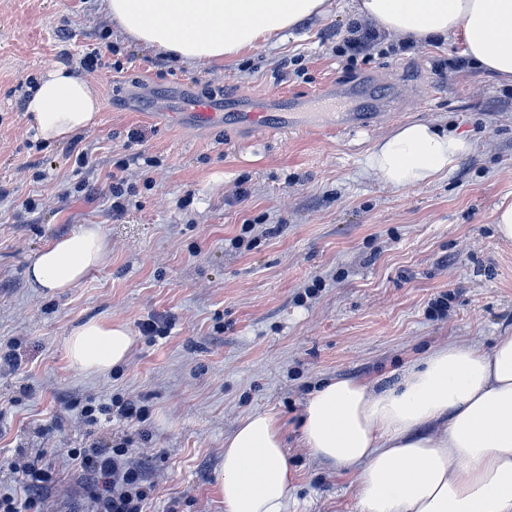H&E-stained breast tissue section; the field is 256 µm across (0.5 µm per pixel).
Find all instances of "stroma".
<instances>
[{
	"label": "stroma",
	"instance_id": "obj_1",
	"mask_svg": "<svg viewBox=\"0 0 512 512\" xmlns=\"http://www.w3.org/2000/svg\"><path fill=\"white\" fill-rule=\"evenodd\" d=\"M352 20V0H336L236 61L187 66L125 37L102 0H0V354L13 358L0 366V494L20 495L10 464L41 449L58 480L38 512H83L67 452L102 441L125 445L145 471L143 512H224V440L260 410L284 426L289 512H359L357 469L336 470L302 442L309 395L344 378L389 389L436 348L488 350L512 333V241L494 225L512 199V85L473 63L436 76L463 55L455 38L347 63L336 46ZM53 63L99 94L97 126L73 143L47 145L27 128L23 101ZM331 80L371 84L388 118L273 135L145 116L170 97L242 104L298 93L310 95L308 111L346 109L320 99ZM414 122L470 149L432 183L395 188L367 159ZM116 175L131 189L120 215ZM89 224L107 242L104 264L57 294L33 287L30 259ZM240 234L243 246L231 248ZM151 318L169 320L166 336L143 335ZM91 319L136 339L105 374L79 372L66 355L67 336ZM126 399L143 407L139 421L91 428L81 418L85 405Z\"/></svg>",
	"mask_w": 512,
	"mask_h": 512
}]
</instances>
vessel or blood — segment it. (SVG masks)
<instances>
[{"label":"vessel or blood","instance_id":"obj_1","mask_svg":"<svg viewBox=\"0 0 512 512\" xmlns=\"http://www.w3.org/2000/svg\"><path fill=\"white\" fill-rule=\"evenodd\" d=\"M297 105L295 97L279 96L268 101L251 103L249 108L237 109L207 99H196L182 103L160 106V113L167 118L193 126L217 125L232 122L250 130H268L271 132L303 130L304 125L294 115ZM330 129L341 126L362 127L367 116L364 112H327L322 116Z\"/></svg>","mask_w":512,"mask_h":512}]
</instances>
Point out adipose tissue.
<instances>
[{"label": "adipose tissue", "instance_id": "1", "mask_svg": "<svg viewBox=\"0 0 512 512\" xmlns=\"http://www.w3.org/2000/svg\"><path fill=\"white\" fill-rule=\"evenodd\" d=\"M329 0H105L131 39L185 63L224 62L328 13ZM381 29L428 43L460 38L470 58L512 82V0H356ZM96 88L63 64L45 70L23 110L35 139L69 141L98 123ZM466 140L427 123L378 141L368 165L396 187L427 184L466 154ZM106 258L98 227L59 237L30 261L27 277L59 293ZM135 339L122 325L91 320L65 345L72 366L104 374ZM444 421L441 434L428 428ZM302 434L312 456L359 471L361 512H512V334L492 349L434 350L397 388L336 379L310 396ZM293 470L282 428L266 412L246 416L224 441V512H287Z\"/></svg>", "mask_w": 512, "mask_h": 512}]
</instances>
